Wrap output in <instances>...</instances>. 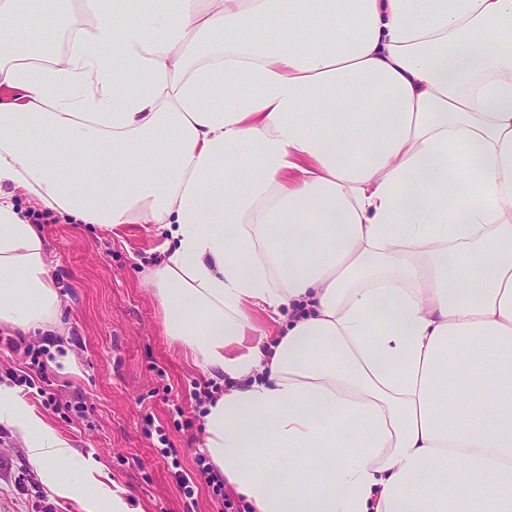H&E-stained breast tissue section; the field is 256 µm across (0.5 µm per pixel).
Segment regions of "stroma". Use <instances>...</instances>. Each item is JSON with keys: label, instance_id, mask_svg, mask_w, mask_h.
Returning <instances> with one entry per match:
<instances>
[{"label": "stroma", "instance_id": "35a3bbf8", "mask_svg": "<svg viewBox=\"0 0 512 512\" xmlns=\"http://www.w3.org/2000/svg\"><path fill=\"white\" fill-rule=\"evenodd\" d=\"M20 215L39 226L50 275L61 300L65 334L51 347L48 366L60 401L81 399L84 415L49 406L37 389L26 395L57 433L81 455L106 464L111 478L132 493L139 512H220L206 486L192 507L143 431L153 416L184 469L194 467L203 442V418L190 391L202 373L164 336L147 271L159 263L165 241L158 225L112 230L76 224L36 208L21 193ZM80 512L78 504L44 485L19 435L0 423V512Z\"/></svg>", "mask_w": 512, "mask_h": 512}]
</instances>
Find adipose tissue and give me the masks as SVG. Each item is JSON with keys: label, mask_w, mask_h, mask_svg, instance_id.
<instances>
[{"label": "adipose tissue", "mask_w": 512, "mask_h": 512, "mask_svg": "<svg viewBox=\"0 0 512 512\" xmlns=\"http://www.w3.org/2000/svg\"><path fill=\"white\" fill-rule=\"evenodd\" d=\"M89 3L0 0V326L61 329L14 192L163 225V330L232 381L203 451L251 512H512V0ZM0 422L135 512L5 384Z\"/></svg>", "instance_id": "obj_1"}]
</instances>
